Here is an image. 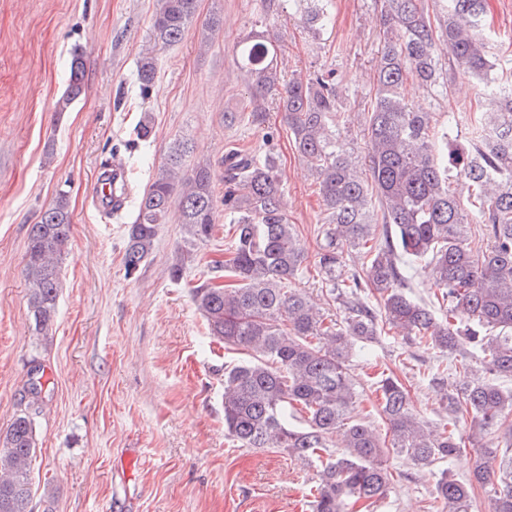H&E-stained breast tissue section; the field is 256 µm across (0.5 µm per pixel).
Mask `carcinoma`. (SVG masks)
<instances>
[{"mask_svg": "<svg viewBox=\"0 0 512 512\" xmlns=\"http://www.w3.org/2000/svg\"><path fill=\"white\" fill-rule=\"evenodd\" d=\"M302 20L314 32L325 26L328 0H296ZM438 26L420 0H383L381 21L391 37L381 50L375 95L367 113L366 169L359 168L341 142L336 73L319 71L306 79L284 78L279 45L263 31L238 43L240 70L247 78L249 120L266 123L276 104L295 148L311 165L326 212L317 265L331 292L352 283L340 296L344 321L325 316L314 300L288 286L306 260L296 246L294 225L282 207L279 158L230 150L224 156V216L229 219L231 257L224 261L228 284L203 282L193 302L210 335L252 359L224 367V431L246 448H277L316 469L312 512H348L355 504L377 503L390 473L385 457L397 454L428 467L469 446L476 454L472 478L460 482L442 471L436 499L444 512H469L479 487L491 495L492 512H512V392L486 379L512 380V136L465 141L439 128L433 113L410 106L402 95L415 80L447 88L448 70L477 80L487 107L480 129L512 131V83L498 72L512 63L491 51L485 33L487 0H436ZM198 0H161L152 20L154 45L180 41ZM156 74L153 53L142 56L141 90ZM82 57L73 56L68 84L55 105L56 119L83 90ZM188 144L171 147L166 163L142 194L127 225L126 274L140 270L152 253L159 226L172 209L196 241L215 227L216 197L209 162L183 173ZM467 185V197L453 177ZM484 226L486 245L474 249L466 225ZM72 231L67 195L58 194L29 230L24 277L28 282L34 330L46 332L56 316L59 263ZM368 257L364 275L346 273L344 249ZM430 267L436 299L446 304L441 320L425 302L408 296L404 264ZM376 295L377 306L358 297ZM417 340L427 349L452 354L464 347L475 359L459 373V384L439 380L442 402L453 421L468 424L467 437L425 429L410 394L394 375L379 381V412L390 440L353 416L358 393L347 361L359 343L372 341L379 325ZM500 433L505 448L486 438ZM36 455L31 413L17 415L0 436V512H30L29 468Z\"/></svg>", "mask_w": 512, "mask_h": 512, "instance_id": "obj_1", "label": "carcinoma"}]
</instances>
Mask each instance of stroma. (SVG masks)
I'll return each instance as SVG.
<instances>
[{
	"label": "stroma",
	"instance_id": "1",
	"mask_svg": "<svg viewBox=\"0 0 512 512\" xmlns=\"http://www.w3.org/2000/svg\"><path fill=\"white\" fill-rule=\"evenodd\" d=\"M158 4L0 0V434L26 410L37 369L45 390L35 416L31 512H312L315 469L274 448L240 447L224 434V368L249 354L210 336L191 296L229 257L224 217L209 240L191 243L170 213L151 255L130 277L125 232L175 141L193 146L186 167L211 163L219 196L228 149L274 147L288 221L308 255L292 285L326 316L342 319L315 266L325 221L319 182L295 151L282 112L270 108L264 126L250 124L236 46L264 28L279 39L285 77L335 71L343 139L362 157L364 114L386 38L380 0H330L329 21L317 36L292 0L266 21L256 0H199L182 41L156 50V79L145 94L138 61L152 43ZM214 13L222 25L205 29ZM486 23L499 57L512 58V0H489ZM77 53L85 90L59 121L54 105ZM409 102L433 112L438 125L455 122L464 136L485 109L475 81L459 73L443 98L423 87ZM228 111L238 114L231 126L224 123ZM145 119L152 134L143 140L137 129ZM118 160L130 189L124 209L112 216L92 192ZM62 191L73 230L59 267L57 314L42 336L34 331L24 258L31 224ZM178 261L184 269L175 281L170 268ZM461 360V353H427L382 330L348 362L359 394L356 418L386 435L375 389L392 373L418 416L442 429L448 412L434 380L454 381ZM387 466L388 492L373 512H442L429 470L397 455Z\"/></svg>",
	"mask_w": 512,
	"mask_h": 512
}]
</instances>
